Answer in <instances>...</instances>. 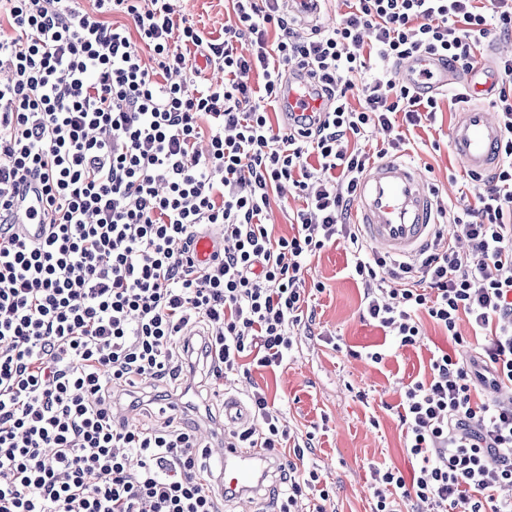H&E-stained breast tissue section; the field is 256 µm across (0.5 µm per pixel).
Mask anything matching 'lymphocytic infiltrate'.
<instances>
[{
    "mask_svg": "<svg viewBox=\"0 0 512 512\" xmlns=\"http://www.w3.org/2000/svg\"><path fill=\"white\" fill-rule=\"evenodd\" d=\"M232 2L218 43L177 20L171 0H0V512H223L195 426L133 427L114 410L145 380L163 399L162 385L199 361L216 382L250 377V358L280 367L307 316L303 270L340 238L369 321L416 348L425 314L454 343L404 390L396 414L413 476L374 469L373 512L415 499L436 512H512L501 493L512 486V58L497 62V168L473 202L436 204L447 248L400 261L375 251L346 221L372 157L340 148L377 135L381 154H403L404 127L436 118V97L359 80L367 56L429 54L472 71L491 33L512 35V0H348L336 27L303 40L280 0ZM194 53L223 82L198 81ZM289 67L331 97L291 131L267 112ZM28 180L46 197L38 242L11 222ZM287 183L303 205L295 233L275 237L265 213ZM204 226L229 247L198 269L189 247ZM248 399L240 445H293L275 512H303L306 500L324 512L318 473L297 466L313 433L290 434L260 386Z\"/></svg>",
    "mask_w": 512,
    "mask_h": 512,
    "instance_id": "obj_1",
    "label": "lymphocytic infiltrate"
}]
</instances>
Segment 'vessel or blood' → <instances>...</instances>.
<instances>
[{
  "instance_id": "b4317fda",
  "label": "vessel or blood",
  "mask_w": 512,
  "mask_h": 512,
  "mask_svg": "<svg viewBox=\"0 0 512 512\" xmlns=\"http://www.w3.org/2000/svg\"><path fill=\"white\" fill-rule=\"evenodd\" d=\"M325 0H282L286 11L319 20ZM397 74L420 97L431 95L461 82L463 76L435 56L420 55L402 62ZM312 89L299 77L284 81L285 111L311 114L317 102ZM504 130L494 112L475 104L462 112L450 133V146L466 169L475 175L490 173L499 161ZM43 201L38 186H21L15 195L13 220L26 238L36 241L45 234L41 222ZM357 212L370 242L389 256L409 257L426 248L439 224L432 192L418 168L396 159L384 160L365 173L357 192ZM224 253V238L202 232L191 244L195 267L209 265ZM271 457L261 449L239 448L228 437L220 448L214 470L222 489L235 493L244 502L257 497L268 473Z\"/></svg>"
}]
</instances>
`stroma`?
Here are the masks:
<instances>
[{"mask_svg":"<svg viewBox=\"0 0 512 512\" xmlns=\"http://www.w3.org/2000/svg\"><path fill=\"white\" fill-rule=\"evenodd\" d=\"M182 15L208 38L220 39L232 5L230 0H191ZM458 117V111L445 108L434 123L414 129L407 157L440 197L467 201L475 183L449 140ZM348 262L340 240L312 258L305 282L324 286L310 297L312 325L302 330L296 348L278 370L255 368L251 376L267 386L288 428L314 433L315 446L303 467L318 471L326 481L327 512H372L373 468L392 465L406 474L412 470L393 408L405 386L427 376L429 345L444 348L448 341L427 319L426 347H396L392 336L363 319V290L350 276ZM354 349L359 352L355 358L350 355ZM370 350L381 352L382 362L366 359ZM128 417L140 424L171 417L206 429L224 420V389L208 385L200 372L192 390L171 392L168 400L129 412Z\"/></svg>","mask_w":512,"mask_h":512,"instance_id":"stroma-1","label":"stroma"}]
</instances>
